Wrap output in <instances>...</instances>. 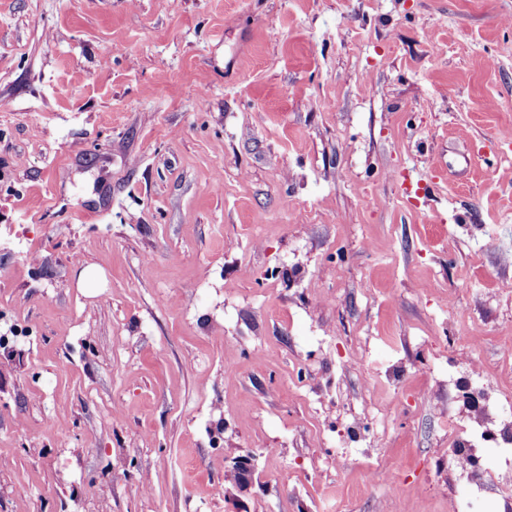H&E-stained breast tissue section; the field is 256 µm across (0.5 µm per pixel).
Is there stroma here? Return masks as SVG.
Wrapping results in <instances>:
<instances>
[{"mask_svg":"<svg viewBox=\"0 0 512 512\" xmlns=\"http://www.w3.org/2000/svg\"><path fill=\"white\" fill-rule=\"evenodd\" d=\"M509 254L512 0H0V512H458Z\"/></svg>","mask_w":512,"mask_h":512,"instance_id":"1","label":"stroma"}]
</instances>
